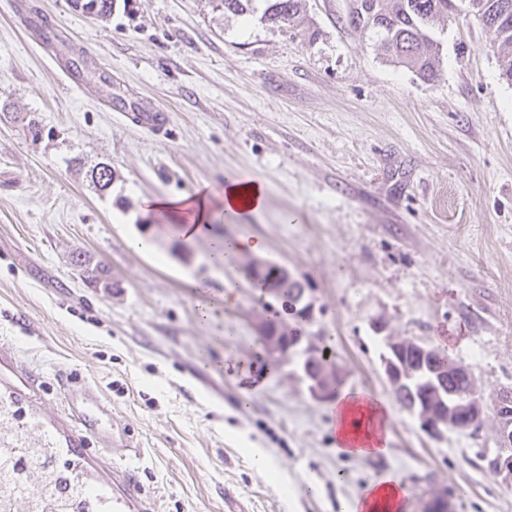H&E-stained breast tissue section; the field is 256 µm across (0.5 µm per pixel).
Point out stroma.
<instances>
[{
    "label": "stroma",
    "instance_id": "1",
    "mask_svg": "<svg viewBox=\"0 0 512 512\" xmlns=\"http://www.w3.org/2000/svg\"><path fill=\"white\" fill-rule=\"evenodd\" d=\"M350 0H304L293 23L237 16L216 0H116L97 22L70 0H0V381L22 395L29 438L94 387L139 455L111 435L66 448L77 473L136 512H346L399 474L401 512L435 498L451 512H512V483L475 453L497 445L492 407L512 390V84L495 34L474 20L435 26L442 71L429 82L349 27ZM57 28L26 35L31 11ZM95 57L71 88L63 61ZM119 95L166 106L154 136L110 110ZM38 118L49 134L28 138ZM110 162L99 193L70 161ZM246 172L260 210L181 240L142 201ZM150 237L149 251L133 239ZM261 244L314 304L303 334L323 337L345 386L390 404L387 451L337 452L327 403L295 358L270 367L260 326L279 309L239 264L216 266L221 238ZM105 267L92 285L72 261ZM387 330L378 334L374 321ZM451 348L487 408L478 436L426 435L396 405L383 335ZM74 377L59 382L61 374ZM272 471L251 465L254 450Z\"/></svg>",
    "mask_w": 512,
    "mask_h": 512
}]
</instances>
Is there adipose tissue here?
<instances>
[{
  "label": "adipose tissue",
  "mask_w": 512,
  "mask_h": 512,
  "mask_svg": "<svg viewBox=\"0 0 512 512\" xmlns=\"http://www.w3.org/2000/svg\"><path fill=\"white\" fill-rule=\"evenodd\" d=\"M265 195L266 189L261 182L229 180L224 186V209L233 214L259 210ZM212 205V196L204 192L157 199L151 203L152 208L161 211L182 213L181 233L187 238L208 230ZM328 413L338 452L353 458L384 452L389 415L385 404L374 401L365 393L344 391L331 401ZM406 493V486L391 476L372 484L370 495L356 500L349 512H400Z\"/></svg>",
  "instance_id": "obj_1"
}]
</instances>
